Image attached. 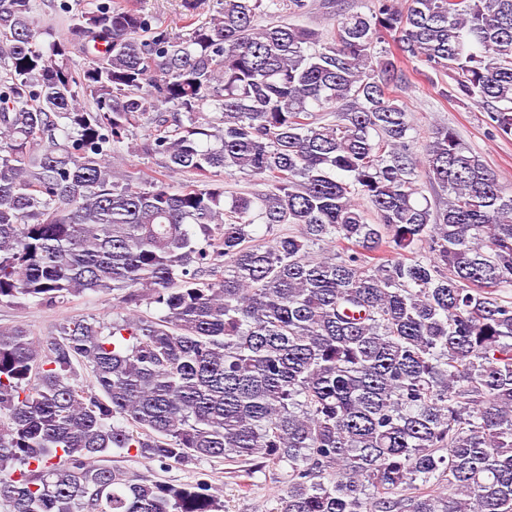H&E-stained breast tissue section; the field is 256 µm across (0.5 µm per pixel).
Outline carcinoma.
<instances>
[{
  "instance_id": "carcinoma-1",
  "label": "carcinoma",
  "mask_w": 512,
  "mask_h": 512,
  "mask_svg": "<svg viewBox=\"0 0 512 512\" xmlns=\"http://www.w3.org/2000/svg\"><path fill=\"white\" fill-rule=\"evenodd\" d=\"M271 4L334 28L181 0L172 34L108 0L47 44L0 0V302L126 308L44 341L0 326L9 512H223L114 449L286 464L276 512H512V192L449 125L419 157L398 95L423 79L512 138V0ZM144 125L128 151L162 170L125 174ZM230 169L264 189L225 198ZM258 222L293 230L265 246ZM145 134H147V128H138L133 131L132 136H129V139H125L124 143L121 145V152L122 156L125 159V169L131 172H134L135 174L138 173V171H148L151 169H155L157 167L156 163L157 161L155 158H151L144 155L139 154H132L128 153L126 145L130 142L135 143L134 139H137V141H140V139L144 138ZM133 139V141H132ZM130 146V144H128Z\"/></svg>"
}]
</instances>
